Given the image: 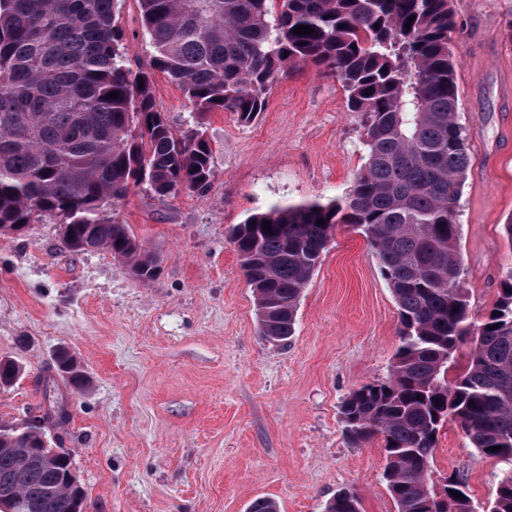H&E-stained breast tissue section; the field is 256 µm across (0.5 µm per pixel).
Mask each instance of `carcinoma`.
<instances>
[{
    "label": "carcinoma",
    "instance_id": "obj_1",
    "mask_svg": "<svg viewBox=\"0 0 512 512\" xmlns=\"http://www.w3.org/2000/svg\"><path fill=\"white\" fill-rule=\"evenodd\" d=\"M118 2L0 0V225L21 235L54 215L70 251H107L151 282L157 259L120 222L116 203L140 185L160 197L181 188L204 197L214 180L209 141L198 129L173 130L151 72L175 80L196 114L232 112L242 122L292 69L335 76L361 115L367 152L348 195L275 206L230 232L260 334L277 343L294 336L300 297L335 226L360 230L397 303L400 344L386 380L345 397L349 441L383 436L397 512H472L463 478L451 477L447 490L464 499L450 495L445 507L425 479L438 434L453 423L503 464L487 512H512V267L500 272L494 310L473 320L457 222L473 161L457 121L452 0H137L154 48L145 66L127 55ZM297 25L314 33L299 36ZM467 339L470 361L449 379ZM19 374L0 360V387ZM44 436L35 425L0 426V483L22 476L24 512H80L85 488L66 459L29 465ZM326 512H360L359 500L340 490Z\"/></svg>",
    "mask_w": 512,
    "mask_h": 512
}]
</instances>
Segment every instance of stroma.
Segmentation results:
<instances>
[{
  "label": "stroma",
  "instance_id": "1",
  "mask_svg": "<svg viewBox=\"0 0 512 512\" xmlns=\"http://www.w3.org/2000/svg\"><path fill=\"white\" fill-rule=\"evenodd\" d=\"M511 6L453 0L458 121L473 159L460 251L477 319L512 267L503 232L512 216V45L501 36ZM119 9L131 62H149L136 0ZM153 95L174 129L202 127L212 188L201 198L139 187L119 204V220L159 259L149 283L109 252H70L53 217L0 235V359L22 367L0 388V424L42 415L53 377L69 419L45 429L71 453L88 512H248L261 497L280 512H325L341 489L361 512H396L382 437L351 445L340 415L351 391L386 380L399 343L397 305L364 235L336 225L285 346L260 336L229 239L271 206L343 198L365 163L360 114L348 111L335 76L307 66L280 77L248 123L230 112L197 116L159 71ZM62 350L78 359L89 390L57 374ZM500 473L454 424L442 428L430 485L463 476L473 512H485Z\"/></svg>",
  "mask_w": 512,
  "mask_h": 512
}]
</instances>
